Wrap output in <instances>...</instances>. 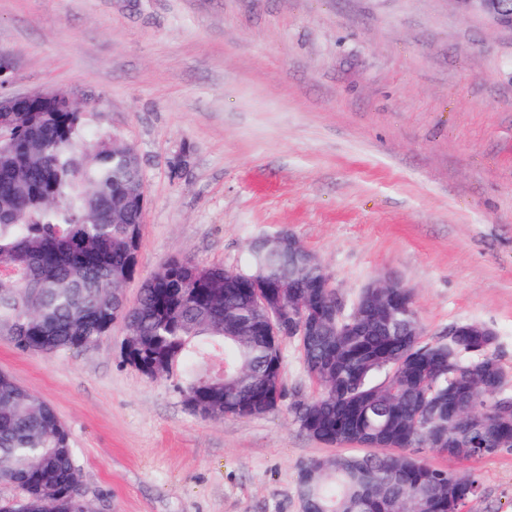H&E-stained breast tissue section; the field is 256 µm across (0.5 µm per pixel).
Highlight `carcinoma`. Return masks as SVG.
Masks as SVG:
<instances>
[{"label":"carcinoma","mask_w":512,"mask_h":512,"mask_svg":"<svg viewBox=\"0 0 512 512\" xmlns=\"http://www.w3.org/2000/svg\"><path fill=\"white\" fill-rule=\"evenodd\" d=\"M96 103L76 108L51 98L29 112H0V335L49 357L95 346L120 319L138 339L133 367L147 377L179 372L190 410L209 420L250 418L281 405L283 348L257 326L256 288L279 285L314 303L325 318L314 341L296 340L303 371L316 386L291 408L300 429L329 445L431 447L448 419L478 408L485 426L450 449L453 457L512 450V425L493 417L512 409L490 353L496 337L479 323L452 327L442 342L421 340L417 318L397 336L368 313L367 295L345 315L356 336L340 335L336 290L318 288L319 272L287 247L248 243L240 270L174 258L147 279L137 302L121 293L134 273L144 207L128 197L142 187L136 150L84 130ZM221 359V384L201 385L206 358ZM0 481L24 492L0 512H90L71 489L77 483L69 430L54 408L0 373ZM306 512H460L481 488L479 477L401 454H339L307 464L299 475Z\"/></svg>","instance_id":"obj_1"}]
</instances>
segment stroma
Instances as JSON below:
<instances>
[{
	"instance_id": "1",
	"label": "stroma",
	"mask_w": 512,
	"mask_h": 512,
	"mask_svg": "<svg viewBox=\"0 0 512 512\" xmlns=\"http://www.w3.org/2000/svg\"><path fill=\"white\" fill-rule=\"evenodd\" d=\"M0 51L6 94L94 98L87 143L138 152L127 300L170 259L235 269L287 230L345 303L393 276L424 340L482 324L512 377V34L455 0H0ZM126 336L49 358L0 336V372L69 430L91 512H302L301 468L340 448L289 410L315 392L296 341L287 403L214 421L127 363ZM419 455L479 476L464 512H512V451Z\"/></svg>"
}]
</instances>
